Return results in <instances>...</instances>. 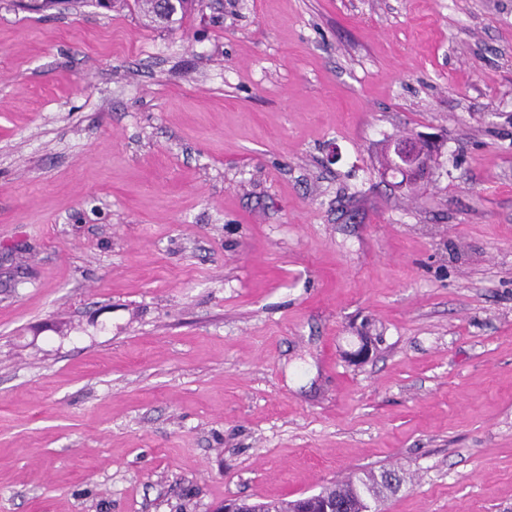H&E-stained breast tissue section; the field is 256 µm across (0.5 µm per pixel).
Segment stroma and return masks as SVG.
I'll return each instance as SVG.
<instances>
[{
  "instance_id": "1",
  "label": "stroma",
  "mask_w": 512,
  "mask_h": 512,
  "mask_svg": "<svg viewBox=\"0 0 512 512\" xmlns=\"http://www.w3.org/2000/svg\"><path fill=\"white\" fill-rule=\"evenodd\" d=\"M383 468L512 512V0H0V512ZM143 2L145 3L143 4ZM194 2V0H181L178 2L177 11L173 16H164L158 12V4L156 0H135L138 9H140L145 14V16H148L151 19V22H157L158 24H163L167 27L182 19L188 10L191 11ZM178 10L180 11L181 16L180 18H174V16L178 13ZM391 150L398 160L397 173L405 182L419 179L434 163V158L422 149L419 139L400 138Z\"/></svg>"
}]
</instances>
